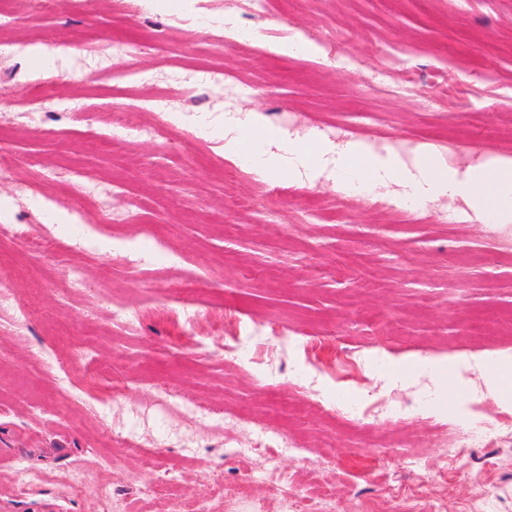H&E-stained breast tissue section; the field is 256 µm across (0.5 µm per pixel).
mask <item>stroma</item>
Segmentation results:
<instances>
[{
    "label": "stroma",
    "instance_id": "obj_1",
    "mask_svg": "<svg viewBox=\"0 0 512 512\" xmlns=\"http://www.w3.org/2000/svg\"><path fill=\"white\" fill-rule=\"evenodd\" d=\"M190 16L207 29L229 17L260 37L186 48L179 21ZM280 29L335 50L276 55ZM17 40L65 56L42 65L0 56V89L13 94L0 104L13 173L0 182V275L31 311L19 332L0 318V512H166L156 473L138 464L143 448L117 437L116 382L127 403L143 407L136 429L165 443L188 510L207 478L219 477L247 481L249 497H211L209 512H286L260 465L225 446L224 429H196L158 401L163 385L174 399L247 418L236 440L262 446L254 424L287 431L300 452L280 455L279 471L308 494L330 485L334 512H365L370 500L405 512L424 498L436 512H512V454L449 448L442 428L466 418L445 376L466 396L491 389L477 358L512 353V224H470L432 205L378 207L303 180L263 181L224 156V115L253 89L274 128L355 122L361 139L443 142L470 156L512 146V0H265L253 16L241 0L124 13L110 0H64L42 12L0 0V46ZM115 40L129 43L135 79L121 78L109 52ZM215 71L239 93L228 98L210 84ZM188 76L199 114L189 129L155 104L168 97L171 112L184 111L176 97ZM46 77L50 86L37 91ZM459 81L467 92L440 93ZM117 108L132 124L160 127L162 138L113 133ZM27 112L40 122H26ZM170 139L183 148L168 149ZM43 168L59 178L31 197L25 184ZM87 179L120 187L110 212L72 211ZM312 200L321 211L308 223ZM81 222L96 248L86 247ZM11 224L41 225L48 255L13 237ZM160 235L180 263L154 256ZM130 242L145 261L137 276L114 260ZM161 300L198 312L192 335L153 313ZM218 306L220 324L211 319ZM119 307L139 310L133 334L114 325ZM382 389L401 392L408 419L359 424L351 407ZM411 447L445 469L440 483L405 467ZM22 465L46 480L19 489ZM76 467L98 484L69 493L63 479ZM486 486L493 500L483 499Z\"/></svg>",
    "mask_w": 512,
    "mask_h": 512
}]
</instances>
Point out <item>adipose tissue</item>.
Returning <instances> with one entry per match:
<instances>
[{"label":"adipose tissue","mask_w":512,"mask_h":512,"mask_svg":"<svg viewBox=\"0 0 512 512\" xmlns=\"http://www.w3.org/2000/svg\"><path fill=\"white\" fill-rule=\"evenodd\" d=\"M224 152L248 160L263 180L284 175L328 180L333 190L359 188L401 207L412 202H447L458 218L476 224L512 223V156L488 153L475 164L448 160L444 145L352 139L338 144L309 133L268 127L262 113L228 115Z\"/></svg>","instance_id":"adipose-tissue-1"}]
</instances>
